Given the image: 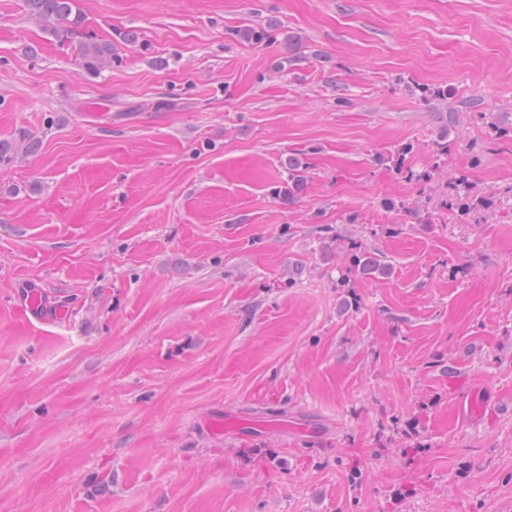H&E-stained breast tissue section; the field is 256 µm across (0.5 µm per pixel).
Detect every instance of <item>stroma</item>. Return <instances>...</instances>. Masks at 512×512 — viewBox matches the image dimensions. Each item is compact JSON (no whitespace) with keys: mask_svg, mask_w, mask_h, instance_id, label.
<instances>
[{"mask_svg":"<svg viewBox=\"0 0 512 512\" xmlns=\"http://www.w3.org/2000/svg\"><path fill=\"white\" fill-rule=\"evenodd\" d=\"M76 8L56 38L0 0V140L40 139L0 166V512H512V140L482 122L512 124V0ZM437 139L426 184L383 161ZM457 171L494 207L443 210ZM24 279L68 322L18 327ZM83 67L90 73H101L112 65L114 53L112 43L102 41L92 34H86L79 45ZM308 163L299 158L288 160L287 178L276 188L275 195L283 204H293L308 183ZM351 267L355 272L376 279L385 278L392 271V264L380 253L367 251L357 244L351 245Z\"/></svg>","mask_w":512,"mask_h":512,"instance_id":"1","label":"stroma"}]
</instances>
